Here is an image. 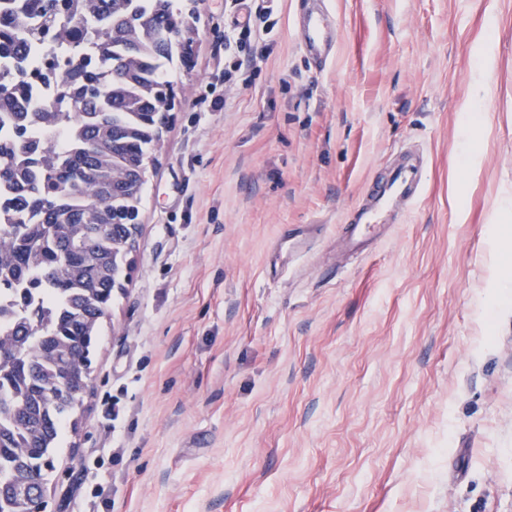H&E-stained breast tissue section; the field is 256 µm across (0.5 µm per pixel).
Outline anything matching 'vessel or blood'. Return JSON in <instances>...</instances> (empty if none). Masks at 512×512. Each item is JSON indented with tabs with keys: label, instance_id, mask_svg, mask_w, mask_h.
Wrapping results in <instances>:
<instances>
[{
	"label": "vessel or blood",
	"instance_id": "vessel-or-blood-1",
	"mask_svg": "<svg viewBox=\"0 0 512 512\" xmlns=\"http://www.w3.org/2000/svg\"><path fill=\"white\" fill-rule=\"evenodd\" d=\"M297 19L304 52L319 62H326L334 48V27L327 11L303 10ZM422 188V164L404 162L393 167L381 183L370 188L371 206L361 210L357 223L350 225L344 236L347 250L363 251L367 244L383 235L388 226L380 221L382 212L397 202L419 199Z\"/></svg>",
	"mask_w": 512,
	"mask_h": 512
}]
</instances>
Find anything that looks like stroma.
I'll list each match as a JSON object with an SVG mask.
<instances>
[{"instance_id": "35a3bbf8", "label": "stroma", "mask_w": 512, "mask_h": 512, "mask_svg": "<svg viewBox=\"0 0 512 512\" xmlns=\"http://www.w3.org/2000/svg\"><path fill=\"white\" fill-rule=\"evenodd\" d=\"M261 2L197 7L46 512H512V0H325L322 66L278 0L225 84ZM406 151L421 198L342 256ZM273 10L269 6L262 7L251 24L238 29L224 32V48L233 49L238 54L235 62V71H245L242 67L252 69L257 64V59L263 58L262 48L258 52L259 41H264L272 33L275 23L270 20Z\"/></svg>"}]
</instances>
